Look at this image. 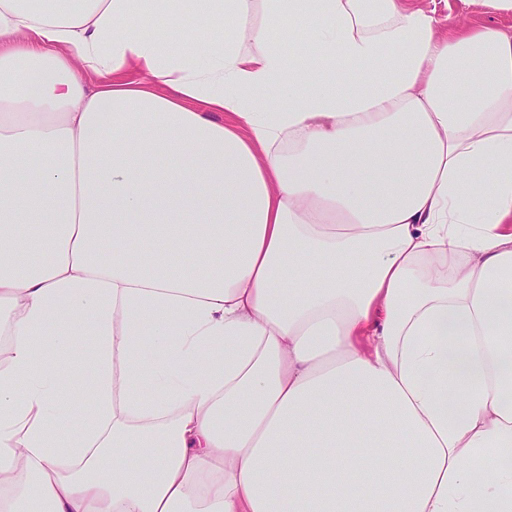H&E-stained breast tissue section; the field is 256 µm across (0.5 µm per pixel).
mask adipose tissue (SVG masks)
I'll return each instance as SVG.
<instances>
[{
	"label": "adipose tissue",
	"instance_id": "adipose-tissue-1",
	"mask_svg": "<svg viewBox=\"0 0 512 512\" xmlns=\"http://www.w3.org/2000/svg\"><path fill=\"white\" fill-rule=\"evenodd\" d=\"M75 3L0 0V512H512V31Z\"/></svg>",
	"mask_w": 512,
	"mask_h": 512
}]
</instances>
